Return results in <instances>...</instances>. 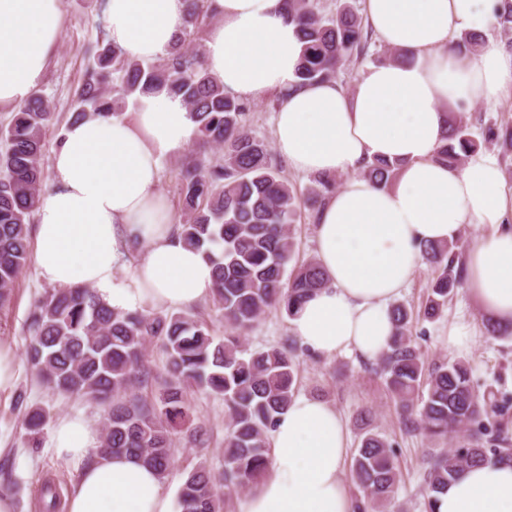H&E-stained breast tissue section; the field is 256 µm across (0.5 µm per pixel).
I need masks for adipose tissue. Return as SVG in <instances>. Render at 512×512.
Listing matches in <instances>:
<instances>
[{"mask_svg":"<svg viewBox=\"0 0 512 512\" xmlns=\"http://www.w3.org/2000/svg\"><path fill=\"white\" fill-rule=\"evenodd\" d=\"M502 0H365V21L403 61L368 67L352 90L329 80L299 85L302 44L282 0H208L218 21L206 35L207 70L225 92L284 101L275 147L311 176H344L316 226L327 285L289 318L311 352L373 360L392 334L390 302L420 261V247L454 239L466 224L490 236L465 252L463 287L483 320L512 331V187L497 159L472 154L457 169L436 161L449 113L512 93V50L454 49L485 33ZM185 0H106L108 38L129 58L152 60L174 41ZM62 0H0V105H21L44 74L62 30ZM180 99L141 96L134 111L68 124L52 154L37 208L35 265L55 288L89 287L110 308L178 310L212 291L213 266L169 221L160 163L189 143ZM400 163L392 184L363 177L364 162ZM146 249L126 264L132 240ZM272 465L239 512H351L344 485L349 436L318 397H295L269 433ZM51 444L76 482L65 512H175L159 472L139 458L99 451L82 415L62 418ZM437 512H512V465L464 469Z\"/></svg>","mask_w":512,"mask_h":512,"instance_id":"adipose-tissue-1","label":"adipose tissue"}]
</instances>
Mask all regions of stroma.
<instances>
[{
	"label": "stroma",
	"mask_w": 512,
	"mask_h": 512,
	"mask_svg": "<svg viewBox=\"0 0 512 512\" xmlns=\"http://www.w3.org/2000/svg\"><path fill=\"white\" fill-rule=\"evenodd\" d=\"M105 20L101 0H63V28L60 42L54 50L48 69L35 89L51 104L54 123L46 131L47 147H54L63 127L74 110L76 91L82 84L92 62L89 52L101 40L99 25ZM209 147L190 142L183 151L162 161L160 191L166 196L171 214H178V173L183 162L192 158H215ZM47 286L37 274L34 261H27L11 296L0 306V351L12 358L16 381L12 391L0 393V470L11 472L18 481L11 495L15 512H39L38 489L51 479L69 489L76 480L56 457L48 443L31 448L26 444L24 407H17V394H24L25 405L40 407L49 414V425L65 416L81 413L95 423H102L101 406L85 399L63 397L48 390L32 372L26 358L29 338V316ZM475 326L476 342L466 352L448 349V326L459 318ZM416 341L427 365L435 366L459 359L468 363L475 386L498 390L508 400L501 421L512 435V339H496L484 332L483 321L474 302L464 290L449 298L448 306L439 318L418 325ZM292 330L285 313L266 312L245 336L249 349L277 346L291 336ZM298 368L297 393L317 396L333 405L345 420L351 447H358L365 430L378 432L386 438L396 455L400 481L393 500V512H422L425 495L424 476L428 467L429 448L454 446L447 438L430 443L419 432L406 427L397 413L385 383L375 374L370 360L355 353L331 357L301 351ZM192 407V425L205 426L209 432L206 447L187 444L182 433H175L172 442L173 465L164 479L170 492H177L183 476L200 460L214 468H222L224 458V401L221 397L193 388L187 393ZM370 410L371 419L361 423L358 414Z\"/></svg>",
	"instance_id": "obj_1"
}]
</instances>
